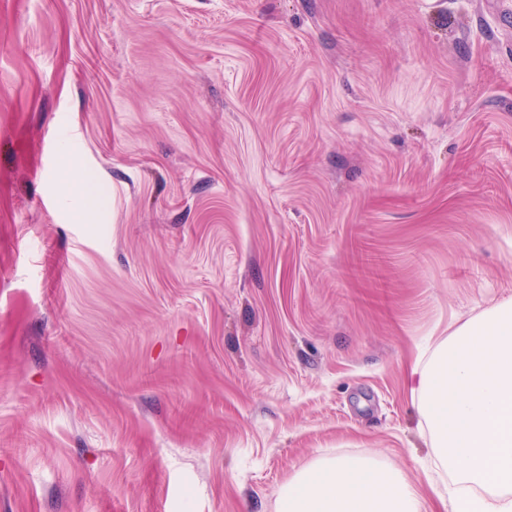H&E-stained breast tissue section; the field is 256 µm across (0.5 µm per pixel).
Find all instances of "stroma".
Masks as SVG:
<instances>
[{
  "mask_svg": "<svg viewBox=\"0 0 512 512\" xmlns=\"http://www.w3.org/2000/svg\"><path fill=\"white\" fill-rule=\"evenodd\" d=\"M505 300L512 0H0V512H447L407 375ZM284 512H426L403 471L382 468L365 457L326 458L311 463L283 489Z\"/></svg>",
  "mask_w": 512,
  "mask_h": 512,
  "instance_id": "1",
  "label": "stroma"
}]
</instances>
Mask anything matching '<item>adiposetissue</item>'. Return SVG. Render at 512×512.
Wrapping results in <instances>:
<instances>
[{
    "label": "adipose tissue",
    "instance_id": "obj_1",
    "mask_svg": "<svg viewBox=\"0 0 512 512\" xmlns=\"http://www.w3.org/2000/svg\"><path fill=\"white\" fill-rule=\"evenodd\" d=\"M411 379L435 448L452 478L449 512H512V301L453 330ZM281 512H425L403 471L365 457L326 458L280 495Z\"/></svg>",
    "mask_w": 512,
    "mask_h": 512
}]
</instances>
